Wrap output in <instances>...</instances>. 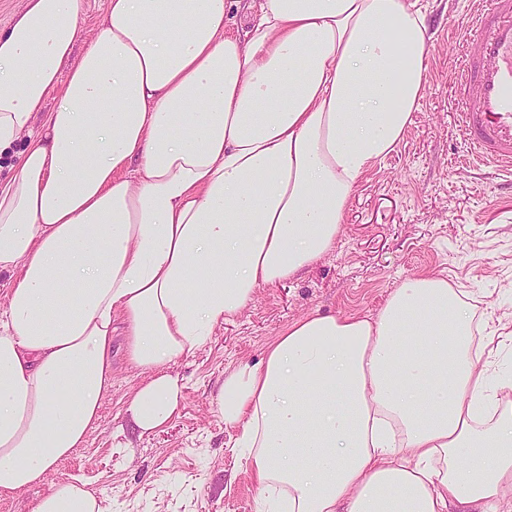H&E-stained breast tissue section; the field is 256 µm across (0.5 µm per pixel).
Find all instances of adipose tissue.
Masks as SVG:
<instances>
[{
    "mask_svg": "<svg viewBox=\"0 0 512 512\" xmlns=\"http://www.w3.org/2000/svg\"><path fill=\"white\" fill-rule=\"evenodd\" d=\"M108 0L71 63L84 0H25L0 30V497L86 443L124 325L144 433L176 411L167 368L259 288L327 254L359 181L426 89L417 0ZM58 101L39 133L31 128ZM447 278L403 281L376 314L312 312L225 377L218 411L263 512H500L512 503V378L485 362ZM32 512H99L74 480Z\"/></svg>",
    "mask_w": 512,
    "mask_h": 512,
    "instance_id": "adipose-tissue-1",
    "label": "adipose tissue"
}]
</instances>
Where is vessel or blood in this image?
I'll list each match as a JSON object with an SVG mask.
<instances>
[{"mask_svg": "<svg viewBox=\"0 0 512 512\" xmlns=\"http://www.w3.org/2000/svg\"><path fill=\"white\" fill-rule=\"evenodd\" d=\"M467 33L478 45L464 62L459 124L477 160L512 172V0H477Z\"/></svg>", "mask_w": 512, "mask_h": 512, "instance_id": "obj_1", "label": "vessel or blood"}]
</instances>
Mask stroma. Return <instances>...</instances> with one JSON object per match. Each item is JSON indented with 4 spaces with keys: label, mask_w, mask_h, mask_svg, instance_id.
Listing matches in <instances>:
<instances>
[{
    "label": "stroma",
    "mask_w": 512,
    "mask_h": 512,
    "mask_svg": "<svg viewBox=\"0 0 512 512\" xmlns=\"http://www.w3.org/2000/svg\"><path fill=\"white\" fill-rule=\"evenodd\" d=\"M432 35L427 89L404 140L366 174L334 249L255 300L170 369L183 387L169 422L143 434L126 411L141 374L112 341V388L84 447L54 479L77 478L103 512H258L257 482L238 462L236 430L216 396L225 375L262 359L296 318L314 311L373 314L405 279L440 274L475 297L484 322L512 323V177L472 161L455 120L471 0H419Z\"/></svg>",
    "instance_id": "obj_1"
}]
</instances>
